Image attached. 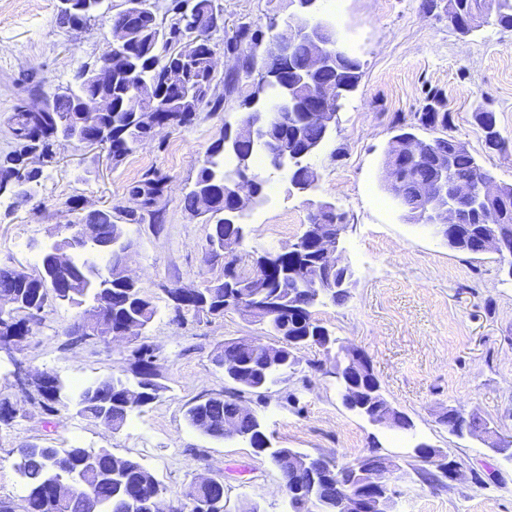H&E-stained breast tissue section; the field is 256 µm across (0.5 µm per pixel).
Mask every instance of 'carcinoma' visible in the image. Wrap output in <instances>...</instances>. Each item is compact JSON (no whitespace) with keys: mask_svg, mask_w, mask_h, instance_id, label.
<instances>
[{"mask_svg":"<svg viewBox=\"0 0 512 512\" xmlns=\"http://www.w3.org/2000/svg\"><path fill=\"white\" fill-rule=\"evenodd\" d=\"M189 0H172V10L177 14L176 21L166 28L157 19L156 6L140 11L114 14V23H126L133 34L129 46L120 54L105 52L100 61L112 62V112L96 115L98 126L95 130L104 132L102 143L106 145L112 161L118 163L133 151L138 143L148 138L157 125H183L190 121L204 101L212 108L221 107L224 97L210 96L215 75L212 71L213 48L210 42L193 46L183 42L184 32L192 25L199 24L203 33L218 28L222 15L216 0H195V10L188 11L185 5ZM497 16L496 25L512 28V0H448V19L458 16L478 17L487 10ZM246 45V57H264L265 43L248 25L237 31L234 42L227 49L237 52ZM309 48L307 42L299 40L291 50V60L286 77L288 82L297 85L300 100L294 102V110L288 113L285 122L274 121L272 126L262 128L253 141L218 151L211 149L200 167L195 187L198 192L188 193L184 199V209L198 213V193L210 197L211 207L205 215L209 226L207 234L206 261L215 262L239 246L241 217L225 211V177L235 170L224 169V159L231 157L235 164L252 166L259 153L270 155V150L280 149L290 155H299L311 146L321 145L325 136L310 112L304 109L302 100L315 93L325 74H309L303 70ZM342 84H356L360 78V64L350 57L340 61L336 73L332 74ZM250 82L248 93L241 97L239 108L242 112L253 110L276 98L278 88L267 87L255 80L250 63L242 62L227 76L224 83L226 92H233L241 80ZM32 91L41 98L42 109L36 113L17 108L11 117V131L17 149L5 156L0 165V190L12 188L15 196L25 200L31 196L28 184L33 182L39 170L32 168L26 172L14 167L23 156L38 154V158H49L51 143L56 140H69L61 120L72 106L73 89L47 92L43 85L36 84ZM145 93L157 99L159 112L151 121L143 115L132 112L134 101ZM423 126L433 130L448 129L449 113L442 109L441 102L434 99L425 106L420 117ZM490 171L481 165L466 146L450 136L432 137V148L424 150L417 157H406L398 163L397 196L406 208V219L416 222V217L432 200L420 195L424 184L438 186L443 182L475 181ZM501 202L505 207V217L501 230L512 237V184L498 186ZM130 194L140 199L145 214L129 213L131 221L139 223L144 215L159 222L160 211L156 209L158 199L163 195L160 180L147 178L130 188ZM459 206L469 213V218L456 229V242L451 248L470 254L482 253L483 219L479 203L463 196ZM343 216L331 211L325 219L313 223V234L325 237L336 231ZM81 224L93 225L99 238L112 243V251L97 260H89L84 253L74 257L73 266L82 269L96 266L100 269L118 268L122 265L126 252L134 244L119 224L112 222V211L92 210L79 219ZM289 275L281 283L265 282L256 273L241 274L227 263L224 278L213 281L203 288H197L189 298L176 304V316L188 313L195 316H220L226 311H240V303L249 295L256 294L279 305L278 312L269 314L265 325L272 336L279 338L280 353L283 359L272 370L265 369L269 354L268 344L260 338L250 342L228 340L218 352L214 361L226 370V378L234 385L229 395L217 393L195 403L186 411L188 424L204 435L215 439L224 438V424L231 421L246 442L256 451L271 459L279 469L283 482L293 483L292 470L295 456L299 451L292 448H266L269 439L265 434L260 416L240 410L239 398L244 394L262 397L270 385L288 380L295 373L294 365L288 361V337L328 336V346L320 347L324 359L313 362L310 367L323 370L328 363L336 360V350L344 348L327 327L315 318L316 307L331 302L342 304L349 295V288L327 289V295L316 297L320 283L329 276L322 255L318 251L305 250L288 258ZM14 294L17 305L15 314L8 324L0 328V350H9L13 343H22L25 329L29 324L42 323L49 301L57 299L56 289L44 284L43 275L30 276L22 282L15 281L8 269L0 267V293ZM104 303L103 310L117 328L129 320L145 325L153 321L156 308L143 288L136 281H125L112 277L103 288H88L84 280L75 276L71 280L68 303L77 307L86 300ZM133 361L124 375H110L100 378L81 389L73 405L76 413L104 424L112 420L123 426L133 407L123 406L124 390L137 384L143 388L145 405L154 403L164 391L160 382L155 348L141 343L132 351ZM51 385H37L41 403L50 414L57 412L65 390L64 383L53 373H46ZM440 422L452 432L457 428L466 429L474 437L480 438L487 421L477 413L468 416L445 414ZM95 460L106 473L96 484H79L74 488L72 503L76 507L71 512H79L77 505L86 494L95 496L99 512H151L149 498L162 497L166 489L152 473L133 459H125L117 470L111 469L112 454L104 449L92 451L86 448L71 449L69 465L75 467L85 459ZM17 470L26 479L30 492L26 499L25 512H66L48 492V482L59 475L60 467L51 448L27 444L18 449ZM313 493L318 498L321 512H336L337 488L334 485L317 484Z\"/></svg>","mask_w":512,"mask_h":512,"instance_id":"obj_1","label":"carcinoma"}]
</instances>
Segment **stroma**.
<instances>
[{"label": "stroma", "instance_id": "stroma-1", "mask_svg": "<svg viewBox=\"0 0 512 512\" xmlns=\"http://www.w3.org/2000/svg\"><path fill=\"white\" fill-rule=\"evenodd\" d=\"M448 0H319L341 47L361 63L356 89L342 102L337 123L310 157L315 187L292 189L286 174L272 177L274 197L248 212L246 235L235 252L237 271L252 272L265 252L292 244L319 203L335 204L347 226L343 261L354 271L348 300L315 310L341 341L362 348L386 399L413 422L408 431L371 425L345 408L335 378L310 369L317 349L303 350L295 374L265 397L243 395L242 403L263 419L272 447L335 455L352 462L370 453L393 457L400 466L394 512H512V463L492 456L476 438L449 433L443 411L477 412L512 436V278L497 254L471 255L450 248L433 227L407 221L385 187L387 150L394 124L430 137L419 117L427 98L444 99L448 134L490 169L497 183L512 184V152L488 149L475 118L489 111L501 135L512 141V30L488 25L456 31ZM223 17L210 34L217 68L214 92L220 109L201 104L193 120L154 131L121 162L106 150L70 142L53 145L51 161L28 200L0 192V267L35 275L41 248L64 234L67 224L91 210L108 209L134 248L128 263L157 307L145 341L157 350L164 393L120 430L76 414L62 403L56 415L24 396L16 366L29 373L57 374L68 392L122 374L133 343L90 339L67 346L66 332L81 310L49 306L15 356H0V400L17 409L0 423V498L23 512L28 487L15 467L16 450L36 443L48 448L78 445L132 458L165 487L168 501H184L198 476L224 482L225 512H292L282 476L268 456L249 445L214 439L192 428L186 410L196 401L232 389L213 358L224 341L265 336L263 325L237 312L176 320L169 289L201 288L223 278V262L205 263L208 226L183 207L207 152L238 126V95H225L224 75L235 63L227 44L241 25L266 29L288 20V0H219ZM57 0H0V155L14 146L9 119L31 104L35 84L77 88L81 66L95 64L108 49L109 15L84 28L57 21ZM164 184L158 203L162 221H129L140 202L129 194L138 181ZM425 443L463 466L460 480H431L432 465L416 462L412 450Z\"/></svg>", "mask_w": 512, "mask_h": 512}]
</instances>
